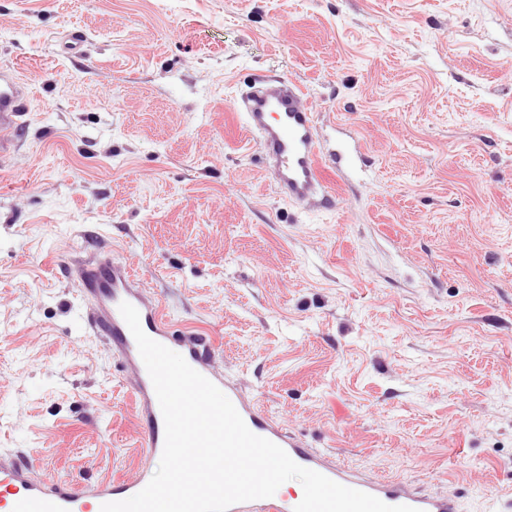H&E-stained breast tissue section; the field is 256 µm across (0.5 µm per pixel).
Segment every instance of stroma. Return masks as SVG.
<instances>
[{"mask_svg": "<svg viewBox=\"0 0 512 512\" xmlns=\"http://www.w3.org/2000/svg\"><path fill=\"white\" fill-rule=\"evenodd\" d=\"M6 64L0 454L155 474L71 271L109 255L309 447L512 512V0H0ZM265 77L358 144L332 205L281 197L234 113ZM28 106L26 88L14 67H0V161L10 150L12 142L4 138L3 131L21 126L20 118Z\"/></svg>", "mask_w": 512, "mask_h": 512, "instance_id": "1", "label": "stroma"}]
</instances>
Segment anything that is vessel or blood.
I'll use <instances>...</instances> for the list:
<instances>
[{"label": "vessel or blood", "mask_w": 512, "mask_h": 512, "mask_svg": "<svg viewBox=\"0 0 512 512\" xmlns=\"http://www.w3.org/2000/svg\"><path fill=\"white\" fill-rule=\"evenodd\" d=\"M27 106L26 88L15 68L1 66L0 158L12 146L11 140L4 138V131L20 127ZM236 110L248 133L259 141L266 160L272 163L278 187L289 200L304 204L317 194L328 193L329 172L351 161L348 152L342 149L330 158L321 152L315 116L304 103L302 88L295 83L285 79L261 81L240 98ZM80 277L85 293L94 302L93 312L85 319L86 329L117 348L123 361L137 371L135 405L147 455L155 456L163 451L164 420L135 339L119 311L124 302L138 310L141 326L150 338L181 354L193 369L219 386L254 434L282 447L299 465L390 505H408L418 512H460L458 497L425 495L392 480L365 478L305 448L283 431L279 423L265 417L241 389L225 383L223 376L211 367V346L207 339L186 329L175 330L171 319L164 315L130 267L91 260L81 269ZM146 484L143 478L101 481L90 486L78 481L49 482L35 478L19 458L0 456V491L5 494L0 506L5 512H99L102 504L127 499ZM294 508V501L270 497L237 503L230 512H293Z\"/></svg>", "instance_id": "vessel-or-blood-1"}]
</instances>
